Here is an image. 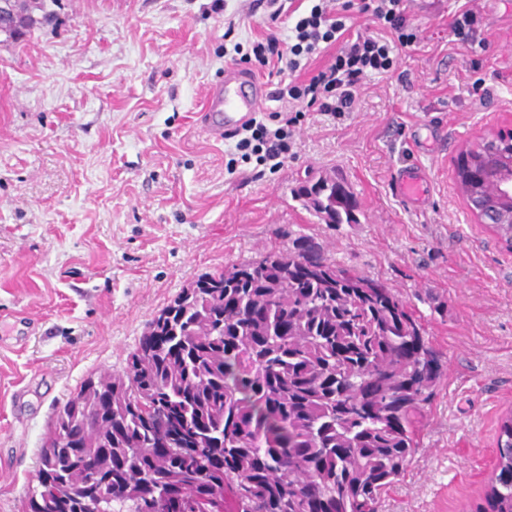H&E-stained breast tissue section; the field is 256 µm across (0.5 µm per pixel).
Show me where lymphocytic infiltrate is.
<instances>
[{"mask_svg":"<svg viewBox=\"0 0 512 512\" xmlns=\"http://www.w3.org/2000/svg\"><path fill=\"white\" fill-rule=\"evenodd\" d=\"M287 0H266L271 19L290 16L294 24L287 41L275 36L253 41L244 62H257L269 74L302 69L305 61L323 47L336 46L332 61L301 81L278 84L273 100L281 110L268 119H253L244 137L235 144L227 162L228 172L239 164H252L254 176L284 166L291 150L294 129L302 113L321 112L332 116L350 111L363 81L372 74L389 73L400 50L414 45L417 34L407 23L405 0H312L302 14L287 8ZM360 15L375 22L378 30L367 36H350L348 23Z\"/></svg>","mask_w":512,"mask_h":512,"instance_id":"f902f5d3","label":"lymphocytic infiltrate"}]
</instances>
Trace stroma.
Segmentation results:
<instances>
[{"instance_id":"obj_1","label":"stroma","mask_w":512,"mask_h":512,"mask_svg":"<svg viewBox=\"0 0 512 512\" xmlns=\"http://www.w3.org/2000/svg\"><path fill=\"white\" fill-rule=\"evenodd\" d=\"M409 0L416 43L350 112L307 113L293 155L255 179L200 123L235 45L273 34L252 0H59L20 39L0 34V512H22L58 409L87 377L125 368L151 319L198 276L300 236L395 288L443 356L422 449L379 512H468L512 409V251L475 223L455 173L478 138L512 129V0ZM481 90H473L475 80ZM420 169L422 204L394 190ZM338 174L355 224L292 197ZM478 15L472 9H464L455 18L451 24V30L454 36L462 42H467L469 34L475 29L478 23Z\"/></svg>"}]
</instances>
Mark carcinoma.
Listing matches in <instances>:
<instances>
[{
    "label": "carcinoma",
    "instance_id": "cac0c4a2",
    "mask_svg": "<svg viewBox=\"0 0 512 512\" xmlns=\"http://www.w3.org/2000/svg\"><path fill=\"white\" fill-rule=\"evenodd\" d=\"M0 32L48 21L47 3L7 0ZM325 224H357L343 180L294 191ZM446 367L385 283L298 237L288 248L191 282L148 324L121 373L87 378V423L69 447L40 448L24 512H377L420 451L425 407ZM100 475L93 483L91 477ZM106 484H101V481ZM471 512H512V410L495 469Z\"/></svg>",
    "mask_w": 512,
    "mask_h": 512
}]
</instances>
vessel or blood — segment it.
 Segmentation results:
<instances>
[{
    "label": "vessel or blood",
    "instance_id": "vessel-or-blood-1",
    "mask_svg": "<svg viewBox=\"0 0 512 512\" xmlns=\"http://www.w3.org/2000/svg\"><path fill=\"white\" fill-rule=\"evenodd\" d=\"M262 99L263 88L253 77L227 69L223 84L212 90L203 110L209 136L221 140L234 133L254 116ZM424 184L423 175L414 168L403 170L395 179L397 192L409 203L424 198Z\"/></svg>",
    "mask_w": 512,
    "mask_h": 512
}]
</instances>
